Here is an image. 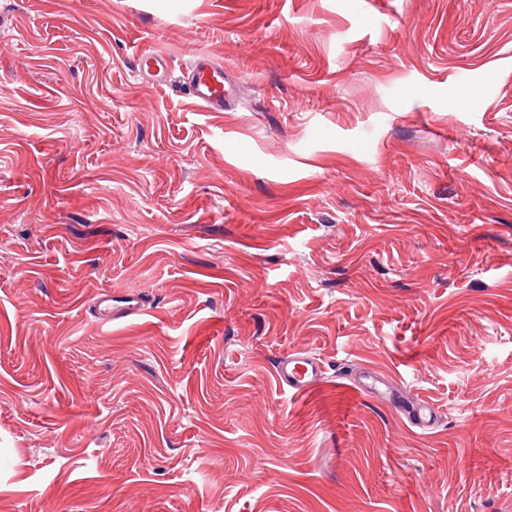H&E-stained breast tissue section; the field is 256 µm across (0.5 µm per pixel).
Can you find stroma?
Instances as JSON below:
<instances>
[{
	"label": "stroma",
	"instance_id": "1",
	"mask_svg": "<svg viewBox=\"0 0 512 512\" xmlns=\"http://www.w3.org/2000/svg\"><path fill=\"white\" fill-rule=\"evenodd\" d=\"M0 512H512V0H0ZM136 68L143 76L166 79L168 62L166 58L155 52H142L136 58ZM197 106L206 112H224L238 106L236 82L224 67L204 53H195L183 84ZM147 299L144 292L105 290L97 297L96 319L102 324H111L140 315L145 310ZM323 362L309 351L290 352L275 365L279 385L293 394H302L316 386L324 374ZM367 381H360L356 386L364 392H372L383 396L389 400L396 408H398L408 419V421L416 426H427L436 416L434 406L422 398L411 397L410 392H402L387 388L382 390L377 385V381L371 376L366 377Z\"/></svg>",
	"mask_w": 512,
	"mask_h": 512
}]
</instances>
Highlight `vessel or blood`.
Listing matches in <instances>:
<instances>
[{
  "instance_id": "1",
  "label": "vessel or blood",
  "mask_w": 512,
  "mask_h": 512,
  "mask_svg": "<svg viewBox=\"0 0 512 512\" xmlns=\"http://www.w3.org/2000/svg\"><path fill=\"white\" fill-rule=\"evenodd\" d=\"M136 68L141 75L152 78L167 74L166 58L155 52H142L136 58ZM184 85L197 106L208 112L235 109L239 102L236 82L224 71L222 65L203 53L194 54L187 70ZM96 318L100 323L111 324L142 314L147 304L145 293L138 291H103L97 298ZM324 374L320 358L309 351H296L281 356L275 365V376L282 388L302 394L316 386ZM361 391L382 394L416 426H427L436 416L434 406L410 393L393 389H380L376 382L362 381Z\"/></svg>"
}]
</instances>
